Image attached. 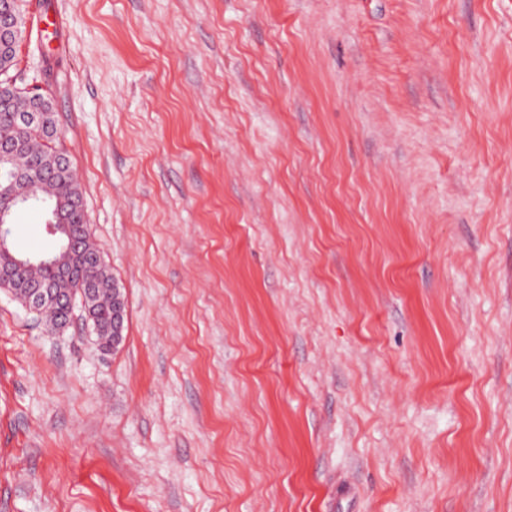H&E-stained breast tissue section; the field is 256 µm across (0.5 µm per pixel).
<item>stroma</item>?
<instances>
[{
  "label": "stroma",
  "mask_w": 512,
  "mask_h": 512,
  "mask_svg": "<svg viewBox=\"0 0 512 512\" xmlns=\"http://www.w3.org/2000/svg\"><path fill=\"white\" fill-rule=\"evenodd\" d=\"M21 3L127 315L0 291V512H512V0Z\"/></svg>",
  "instance_id": "35a3bbf8"
}]
</instances>
